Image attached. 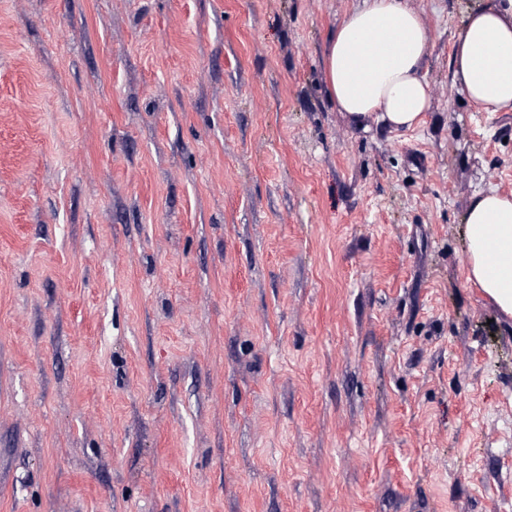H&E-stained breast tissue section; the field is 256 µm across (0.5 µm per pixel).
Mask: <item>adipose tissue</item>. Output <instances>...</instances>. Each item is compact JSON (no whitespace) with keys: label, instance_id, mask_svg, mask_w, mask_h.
Returning <instances> with one entry per match:
<instances>
[{"label":"adipose tissue","instance_id":"1","mask_svg":"<svg viewBox=\"0 0 512 512\" xmlns=\"http://www.w3.org/2000/svg\"><path fill=\"white\" fill-rule=\"evenodd\" d=\"M431 34L406 0H361L330 37L327 90L355 125L400 130L430 107L421 69ZM453 81L480 110L512 108V0H484L469 12L451 53ZM468 279L512 317V195L475 192L465 216Z\"/></svg>","mask_w":512,"mask_h":512}]
</instances>
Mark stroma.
Wrapping results in <instances>:
<instances>
[{
	"instance_id": "35a3bbf8",
	"label": "stroma",
	"mask_w": 512,
	"mask_h": 512,
	"mask_svg": "<svg viewBox=\"0 0 512 512\" xmlns=\"http://www.w3.org/2000/svg\"><path fill=\"white\" fill-rule=\"evenodd\" d=\"M359 0H0V512H512V319L468 280L512 109L408 0L431 107L356 127Z\"/></svg>"
}]
</instances>
